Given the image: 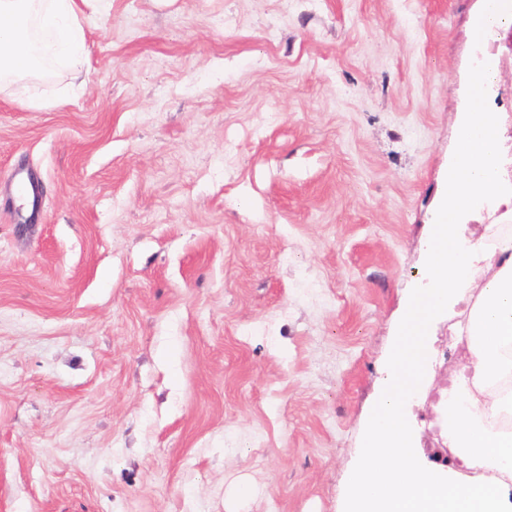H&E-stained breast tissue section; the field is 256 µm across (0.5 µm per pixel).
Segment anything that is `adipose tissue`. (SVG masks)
<instances>
[{"label":"adipose tissue","instance_id":"obj_1","mask_svg":"<svg viewBox=\"0 0 512 512\" xmlns=\"http://www.w3.org/2000/svg\"><path fill=\"white\" fill-rule=\"evenodd\" d=\"M84 0H0V88L44 71L47 61L80 69L86 62ZM486 62L473 76L471 106L458 128L445 199L437 211L423 270L424 286L400 324V339L385 368L363 448L349 472L343 512H512V433L485 419L512 414V392L492 382L512 379V236L494 247L459 230V217L483 203L512 202L503 182L497 113L482 100L495 76ZM465 304L468 361L453 378L439 419L463 472L425 467L407 408L430 383L424 361L431 349L426 324Z\"/></svg>","mask_w":512,"mask_h":512}]
</instances>
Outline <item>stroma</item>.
<instances>
[{
  "instance_id": "obj_1",
  "label": "stroma",
  "mask_w": 512,
  "mask_h": 512,
  "mask_svg": "<svg viewBox=\"0 0 512 512\" xmlns=\"http://www.w3.org/2000/svg\"><path fill=\"white\" fill-rule=\"evenodd\" d=\"M479 5L90 0L0 89V512H337L477 51L512 118Z\"/></svg>"
}]
</instances>
